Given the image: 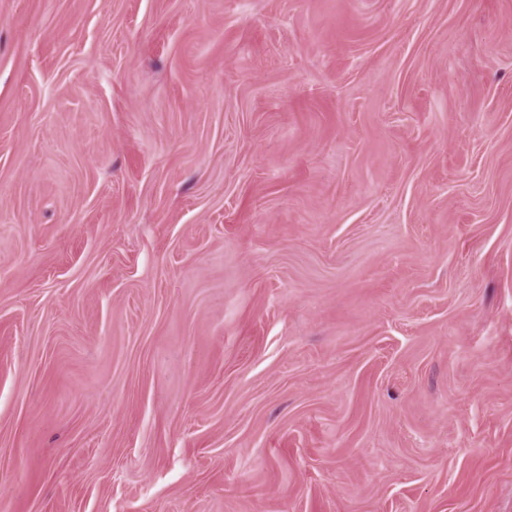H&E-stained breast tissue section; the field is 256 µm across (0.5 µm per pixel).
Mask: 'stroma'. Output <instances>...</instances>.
<instances>
[{
    "instance_id": "1",
    "label": "stroma",
    "mask_w": 512,
    "mask_h": 512,
    "mask_svg": "<svg viewBox=\"0 0 512 512\" xmlns=\"http://www.w3.org/2000/svg\"><path fill=\"white\" fill-rule=\"evenodd\" d=\"M0 512H512V0H0Z\"/></svg>"
}]
</instances>
